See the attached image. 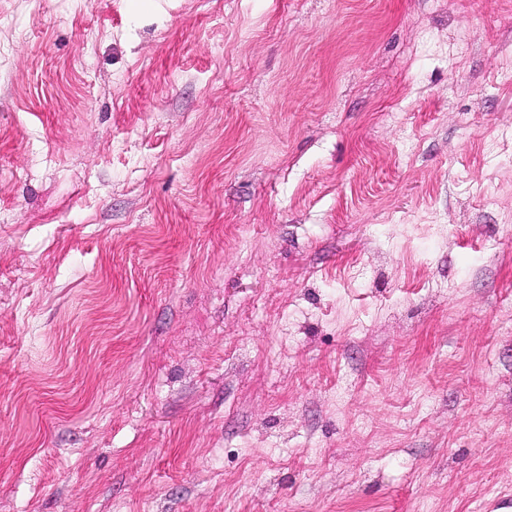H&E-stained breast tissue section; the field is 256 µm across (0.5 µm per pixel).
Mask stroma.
<instances>
[{"label": "stroma", "mask_w": 512, "mask_h": 512, "mask_svg": "<svg viewBox=\"0 0 512 512\" xmlns=\"http://www.w3.org/2000/svg\"><path fill=\"white\" fill-rule=\"evenodd\" d=\"M0 512H512V0H0Z\"/></svg>", "instance_id": "obj_1"}]
</instances>
